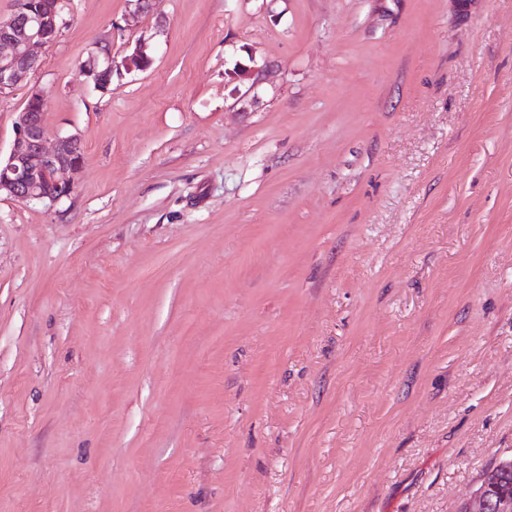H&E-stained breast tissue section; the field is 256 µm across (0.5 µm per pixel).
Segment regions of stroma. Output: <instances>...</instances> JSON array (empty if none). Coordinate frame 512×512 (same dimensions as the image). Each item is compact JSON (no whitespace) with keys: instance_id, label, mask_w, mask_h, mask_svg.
I'll use <instances>...</instances> for the list:
<instances>
[{"instance_id":"stroma-1","label":"stroma","mask_w":512,"mask_h":512,"mask_svg":"<svg viewBox=\"0 0 512 512\" xmlns=\"http://www.w3.org/2000/svg\"><path fill=\"white\" fill-rule=\"evenodd\" d=\"M156 2L0 100L83 154L0 195V512H457L512 455V0ZM100 40L153 63L99 94Z\"/></svg>"}]
</instances>
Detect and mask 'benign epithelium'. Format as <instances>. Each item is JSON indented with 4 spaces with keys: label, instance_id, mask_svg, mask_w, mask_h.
<instances>
[{
    "label": "benign epithelium",
    "instance_id": "obj_1",
    "mask_svg": "<svg viewBox=\"0 0 512 512\" xmlns=\"http://www.w3.org/2000/svg\"><path fill=\"white\" fill-rule=\"evenodd\" d=\"M69 6L70 0H17L11 16L0 22V99L40 69L34 48L58 37ZM150 62L140 43L118 61L110 43L97 41L83 62V72L93 89L105 94L113 76L143 70ZM82 161L81 141L75 135L59 137L47 146L42 94L32 88L25 106L16 113L10 151L0 158V194L51 207L72 195L74 183L67 174L79 169ZM497 487L498 474L492 467L461 502L459 512H512V495L496 493Z\"/></svg>",
    "mask_w": 512,
    "mask_h": 512
}]
</instances>
